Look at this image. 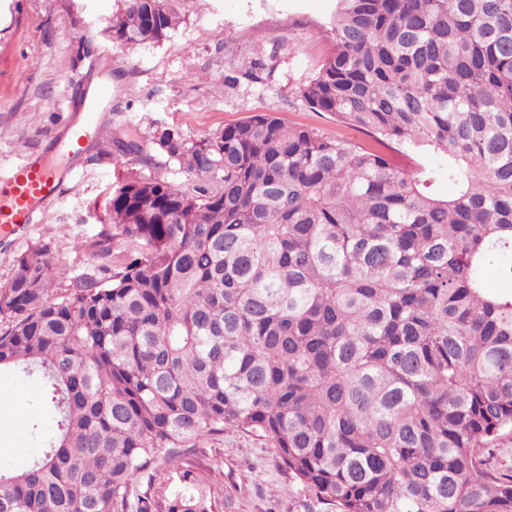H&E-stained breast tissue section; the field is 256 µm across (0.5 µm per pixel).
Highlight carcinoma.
Returning <instances> with one entry per match:
<instances>
[{
    "label": "carcinoma",
    "mask_w": 512,
    "mask_h": 512,
    "mask_svg": "<svg viewBox=\"0 0 512 512\" xmlns=\"http://www.w3.org/2000/svg\"><path fill=\"white\" fill-rule=\"evenodd\" d=\"M168 0H125L119 47L159 43ZM332 50L299 84L376 142L258 112L157 130L197 184L131 177L107 215L133 254L54 294L36 246L0 286V374L45 389L41 455L0 470V512H215L191 462L236 429L337 512H512V0H336ZM425 154L438 163L419 162ZM455 186L441 197L435 182Z\"/></svg>",
    "instance_id": "1"
}]
</instances>
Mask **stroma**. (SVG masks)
I'll return each mask as SVG.
<instances>
[{
    "mask_svg": "<svg viewBox=\"0 0 512 512\" xmlns=\"http://www.w3.org/2000/svg\"><path fill=\"white\" fill-rule=\"evenodd\" d=\"M181 23L167 40L130 49L113 46L107 33L123 0H21L17 48L26 55L23 74L0 79V170L43 149L66 119L69 83L91 60L112 68L109 130L83 157L79 174L41 223L0 235V285L16 259L43 245L65 275L64 292L78 278L97 276L93 244L118 183L131 176H162L188 189L192 177L167 159L154 142L157 127L185 137L204 134L271 112L335 134L334 116L309 111L296 95L302 80L320 68L331 50L321 26L334 0H170ZM151 114L152 123L142 122ZM139 124L141 156L119 155L112 145ZM19 395L0 415V468L36 455L28 416L41 388L12 375L0 377V395ZM209 478L218 512H336L318 502L278 464L274 448L234 429L208 435L178 449Z\"/></svg>",
    "mask_w": 512,
    "mask_h": 512,
    "instance_id": "obj_1",
    "label": "stroma"
}]
</instances>
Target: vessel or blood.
<instances>
[{
  "mask_svg": "<svg viewBox=\"0 0 512 512\" xmlns=\"http://www.w3.org/2000/svg\"><path fill=\"white\" fill-rule=\"evenodd\" d=\"M20 17L19 0H0V48L14 46ZM111 108V83H94L91 70L76 71L62 133L44 151L29 154L7 173H0V233L39 223L75 178L88 146L100 139Z\"/></svg>",
  "mask_w": 512,
  "mask_h": 512,
  "instance_id": "obj_1",
  "label": "vessel or blood"
}]
</instances>
